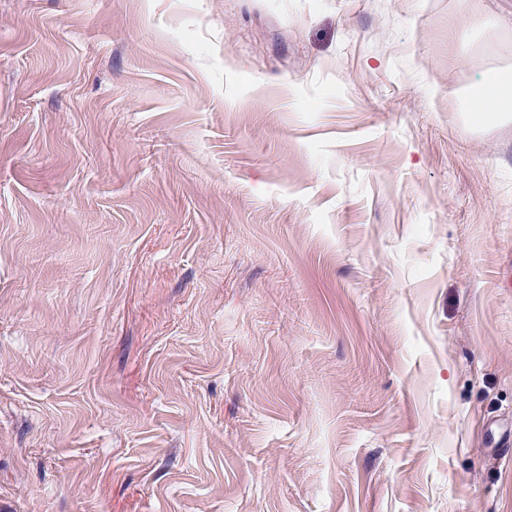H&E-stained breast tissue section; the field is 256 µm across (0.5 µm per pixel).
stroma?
<instances>
[{
  "instance_id": "1",
  "label": "stroma",
  "mask_w": 512,
  "mask_h": 512,
  "mask_svg": "<svg viewBox=\"0 0 512 512\" xmlns=\"http://www.w3.org/2000/svg\"><path fill=\"white\" fill-rule=\"evenodd\" d=\"M458 8L0 0V512H512Z\"/></svg>"
}]
</instances>
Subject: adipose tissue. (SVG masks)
Listing matches in <instances>:
<instances>
[{
	"mask_svg": "<svg viewBox=\"0 0 512 512\" xmlns=\"http://www.w3.org/2000/svg\"><path fill=\"white\" fill-rule=\"evenodd\" d=\"M500 68L485 69L479 83L463 95L466 119L475 125L512 123V84L499 80Z\"/></svg>",
	"mask_w": 512,
	"mask_h": 512,
	"instance_id": "adipose-tissue-1",
	"label": "adipose tissue"
}]
</instances>
